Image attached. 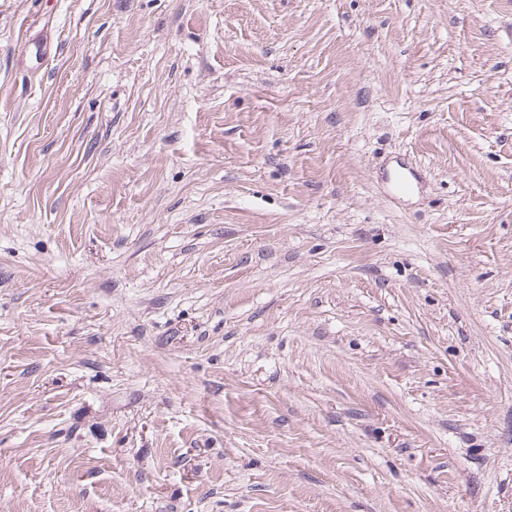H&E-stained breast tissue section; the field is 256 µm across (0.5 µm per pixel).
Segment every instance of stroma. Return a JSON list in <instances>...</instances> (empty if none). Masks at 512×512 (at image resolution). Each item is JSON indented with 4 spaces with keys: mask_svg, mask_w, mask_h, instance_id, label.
I'll list each match as a JSON object with an SVG mask.
<instances>
[{
    "mask_svg": "<svg viewBox=\"0 0 512 512\" xmlns=\"http://www.w3.org/2000/svg\"><path fill=\"white\" fill-rule=\"evenodd\" d=\"M0 512H512V0H0ZM387 180L392 193L398 196L408 194L413 190L417 176L412 168L399 164L389 172Z\"/></svg>",
    "mask_w": 512,
    "mask_h": 512,
    "instance_id": "obj_1",
    "label": "stroma"
}]
</instances>
